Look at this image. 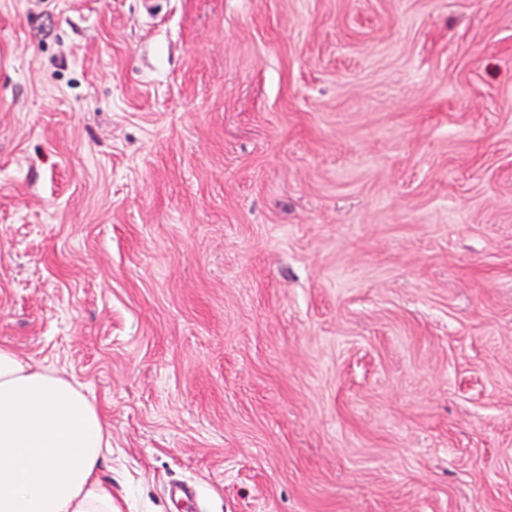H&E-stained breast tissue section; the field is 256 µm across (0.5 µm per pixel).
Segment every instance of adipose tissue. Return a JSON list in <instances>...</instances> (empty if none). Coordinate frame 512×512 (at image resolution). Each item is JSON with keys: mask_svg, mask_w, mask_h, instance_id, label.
<instances>
[{"mask_svg": "<svg viewBox=\"0 0 512 512\" xmlns=\"http://www.w3.org/2000/svg\"><path fill=\"white\" fill-rule=\"evenodd\" d=\"M112 437L83 386L0 345V512H119Z\"/></svg>", "mask_w": 512, "mask_h": 512, "instance_id": "ef3b65f1", "label": "adipose tissue"}]
</instances>
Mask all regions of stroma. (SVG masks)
Segmentation results:
<instances>
[{
  "label": "stroma",
  "instance_id": "obj_1",
  "mask_svg": "<svg viewBox=\"0 0 512 512\" xmlns=\"http://www.w3.org/2000/svg\"><path fill=\"white\" fill-rule=\"evenodd\" d=\"M0 345L121 512H512V0H0Z\"/></svg>",
  "mask_w": 512,
  "mask_h": 512
}]
</instances>
